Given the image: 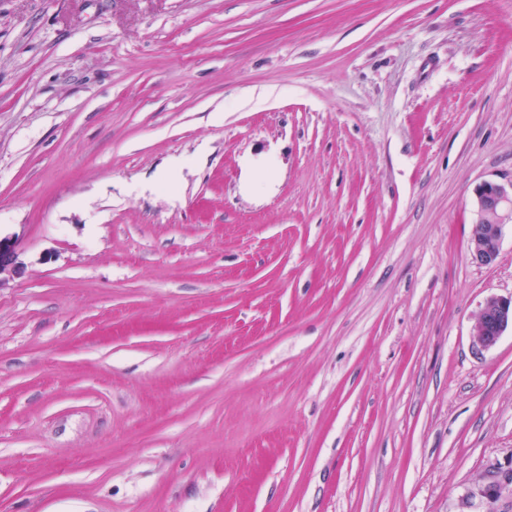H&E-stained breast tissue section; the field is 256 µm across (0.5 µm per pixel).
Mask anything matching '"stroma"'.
Returning a JSON list of instances; mask_svg holds the SVG:
<instances>
[{
  "instance_id": "1",
  "label": "stroma",
  "mask_w": 512,
  "mask_h": 512,
  "mask_svg": "<svg viewBox=\"0 0 512 512\" xmlns=\"http://www.w3.org/2000/svg\"><path fill=\"white\" fill-rule=\"evenodd\" d=\"M486 181L512 0H0V512H487ZM19 249L17 240L12 237H1L0 234V273L7 269L15 273L23 269V264L18 261Z\"/></svg>"
}]
</instances>
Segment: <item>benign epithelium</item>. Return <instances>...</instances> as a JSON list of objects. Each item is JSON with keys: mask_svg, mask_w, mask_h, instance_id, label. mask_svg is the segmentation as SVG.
Masks as SVG:
<instances>
[{"mask_svg": "<svg viewBox=\"0 0 512 512\" xmlns=\"http://www.w3.org/2000/svg\"><path fill=\"white\" fill-rule=\"evenodd\" d=\"M476 218L470 230V254L474 262L490 265L499 256L503 229L512 222V190L503 185L485 182L476 189ZM17 240L0 236V273L11 269L18 273ZM512 328V297L491 296L484 302L474 327V338L481 347L497 343L507 328ZM479 493L495 504L506 495L512 496V469L495 474L483 483Z\"/></svg>", "mask_w": 512, "mask_h": 512, "instance_id": "obj_1", "label": "benign epithelium"}]
</instances>
